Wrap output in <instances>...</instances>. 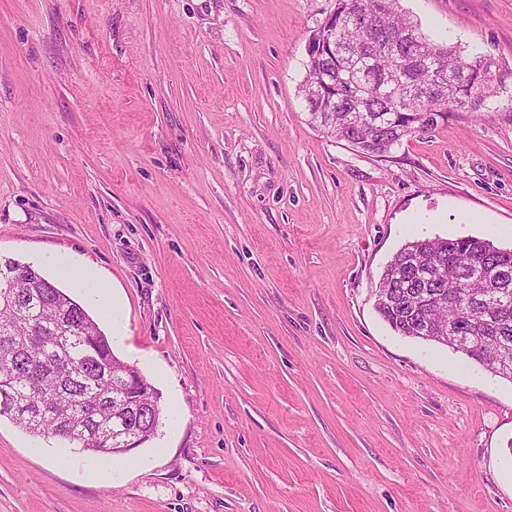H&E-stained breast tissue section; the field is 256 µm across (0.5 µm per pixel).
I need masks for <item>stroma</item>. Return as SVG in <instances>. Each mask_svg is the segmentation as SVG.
I'll return each instance as SVG.
<instances>
[{
    "label": "stroma",
    "instance_id": "obj_1",
    "mask_svg": "<svg viewBox=\"0 0 512 512\" xmlns=\"http://www.w3.org/2000/svg\"><path fill=\"white\" fill-rule=\"evenodd\" d=\"M512 72V0H400ZM335 0H0V255L100 274L160 392L100 456L0 418V512H512V382L397 335L406 241L512 248V112L384 157L315 130Z\"/></svg>",
    "mask_w": 512,
    "mask_h": 512
}]
</instances>
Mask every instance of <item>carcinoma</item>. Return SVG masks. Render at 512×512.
<instances>
[{"mask_svg": "<svg viewBox=\"0 0 512 512\" xmlns=\"http://www.w3.org/2000/svg\"><path fill=\"white\" fill-rule=\"evenodd\" d=\"M399 0H353L357 13L379 15V29L366 32L336 18V42H329L318 59L307 61V79L303 87L310 124L335 140H351L350 146L365 154L386 155L404 138L415 134L420 113L397 112L395 101L375 94L391 79L390 63L384 58L388 50L398 52L403 63L399 95L417 94L423 106L440 110V120L450 112L512 111V96L497 95L502 77L498 64L488 55L467 54L458 44H438L422 33L420 24L398 7ZM419 38L416 48L441 59L450 70L467 72V79L439 93L430 87V76L423 70L426 62L403 47V31ZM386 115L390 129L384 138L375 139L369 120ZM417 256L420 265L441 264L444 279L436 284L421 285L415 274L402 266L405 258ZM490 266L512 267V249H502L486 239L472 236L424 238L406 242L387 263L376 289L375 308L391 329L400 336L421 338L416 332L415 298L427 291L439 294L431 311L436 324L431 342H439L441 330L453 335L457 307L473 300L483 285L463 282L461 272L476 259ZM20 308L0 307V418L7 417L34 435L51 436L58 419L71 433V443L99 455L92 424L86 416L92 403L101 406V427L116 431L109 421L115 399L128 393L127 379L138 376L136 395L154 401L151 408L152 432H157L161 408L158 392L136 368L108 352L106 364L93 361L88 340L106 339L99 324L63 289H47L39 303H25L14 297ZM470 327L485 343L461 350V354L482 367L494 369V357L487 344L506 345V357L512 361V294L494 308L472 307ZM41 336L36 357L27 356L33 335ZM37 399L43 407L25 410L21 402Z\"/></svg>", "mask_w": 512, "mask_h": 512, "instance_id": "obj_1", "label": "carcinoma"}]
</instances>
